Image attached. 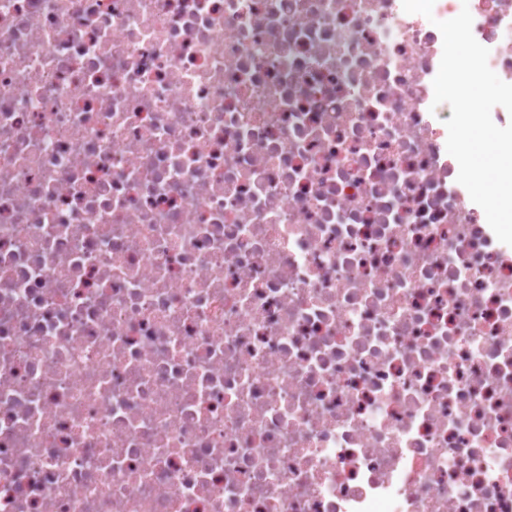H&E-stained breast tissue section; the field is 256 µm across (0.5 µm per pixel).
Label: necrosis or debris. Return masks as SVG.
<instances>
[{"label":"necrosis or debris","mask_w":512,"mask_h":512,"mask_svg":"<svg viewBox=\"0 0 512 512\" xmlns=\"http://www.w3.org/2000/svg\"><path fill=\"white\" fill-rule=\"evenodd\" d=\"M512 83V0H468ZM402 0H0V512H512V246Z\"/></svg>","instance_id":"1"}]
</instances>
